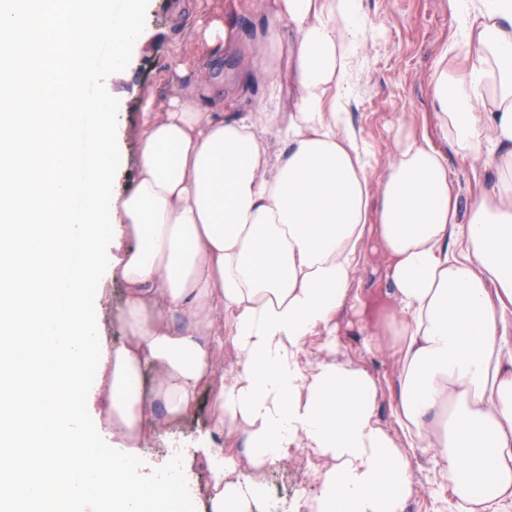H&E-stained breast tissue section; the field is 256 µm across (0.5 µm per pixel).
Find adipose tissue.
<instances>
[{
	"label": "adipose tissue",
	"instance_id": "1",
	"mask_svg": "<svg viewBox=\"0 0 512 512\" xmlns=\"http://www.w3.org/2000/svg\"><path fill=\"white\" fill-rule=\"evenodd\" d=\"M450 2L455 36L430 78L438 137L400 124L379 181L348 120L352 61L376 35L365 0H273L274 22L251 38L214 19L178 62L203 73L234 52L266 96L244 115L196 86L146 98L137 183L116 197L123 159L83 80L98 74L107 22L112 75L124 78L144 0L115 17L109 0H0V512H152L158 482L131 480L130 467L159 417L191 414L202 390L215 430L243 439L253 468L314 452L310 512H404L413 448L443 461L459 512L512 504V0ZM285 79L294 102L283 112ZM92 112L99 162L75 210L69 134ZM270 126L282 134L274 155ZM448 144L477 162L464 211ZM372 236L392 303L364 346L392 361L393 432L376 418L375 376L303 361L356 301ZM123 238L134 245L121 256L106 250ZM74 243L84 264L63 314L56 285ZM111 270L125 286L117 345L89 316V287ZM173 310L186 330L171 326ZM228 342L242 372L224 382ZM90 363L105 385L96 430L112 434L102 452L86 426ZM80 473L94 483L77 493ZM261 497L256 480L228 482L216 467L211 512H251ZM112 30L111 23L104 24L98 31L93 50L98 66L102 65L105 61L112 57L115 52V47L112 45L110 33Z\"/></svg>",
	"mask_w": 512,
	"mask_h": 512
}]
</instances>
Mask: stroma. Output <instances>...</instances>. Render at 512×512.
<instances>
[{"label": "stroma", "mask_w": 512, "mask_h": 512, "mask_svg": "<svg viewBox=\"0 0 512 512\" xmlns=\"http://www.w3.org/2000/svg\"><path fill=\"white\" fill-rule=\"evenodd\" d=\"M180 0H147L146 26L141 46L128 76L103 86V93L124 96L123 136L120 147L127 161L114 179V188L124 192L136 182L137 127L145 94L164 102L176 90L197 81L193 72L178 69V56L192 55L193 12L180 9ZM369 18L381 36L368 44L358 69L357 86L349 105V121L360 130L378 165L374 178H381L392 158L393 136L399 124L413 123L418 130L434 133L430 103V75L441 47L455 31V19L448 0H367ZM240 57L225 55L212 71L209 88L212 95L235 93L241 108H250L267 93L262 80L243 82ZM357 283L358 302L346 308L336 320L334 348H327L324 337L314 338L305 347L304 359L316 364L327 356L343 363L367 369L380 379L384 392L377 409V419L386 428H394L388 392L395 375L390 359L383 354L368 353L363 340L367 326L389 302L390 285L386 279L385 259L376 240H368L363 249ZM195 413L185 420L169 422L151 441L140 448V471L156 473L171 442L188 437L182 468L186 479L199 493L196 512H209L212 495L213 458L224 455V439L212 430L210 401L199 394ZM321 463L308 449L273 466L274 484L283 493L292 494L293 505L306 503L319 490ZM411 489L404 512H455V502L444 476V466L430 451L413 458Z\"/></svg>", "instance_id": "1"}]
</instances>
